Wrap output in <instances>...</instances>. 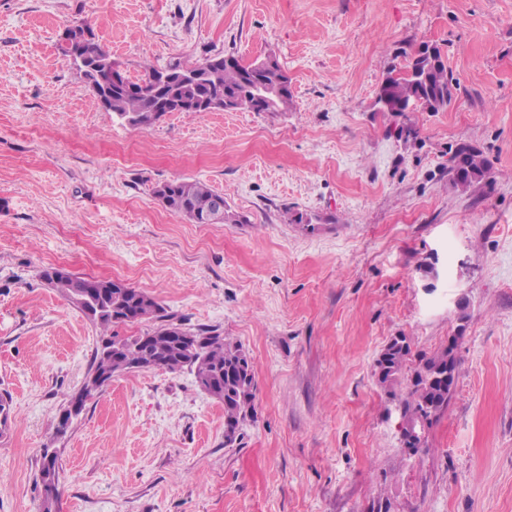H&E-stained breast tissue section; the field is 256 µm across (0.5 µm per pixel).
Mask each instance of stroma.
Listing matches in <instances>:
<instances>
[{"label":"stroma","mask_w":512,"mask_h":512,"mask_svg":"<svg viewBox=\"0 0 512 512\" xmlns=\"http://www.w3.org/2000/svg\"><path fill=\"white\" fill-rule=\"evenodd\" d=\"M88 22L127 77L274 56L286 112H171L141 130L61 54ZM440 48L442 112H380L386 73ZM480 149L462 194L449 159ZM201 181L245 216L193 224L157 184ZM308 217L293 224L289 212ZM119 278L240 344L256 413L233 444L190 371L132 370L66 433L99 327L41 279ZM460 336L447 410L409 453L376 384L385 345ZM0 512H512V0H0ZM450 161L448 174L452 186L461 193H467L487 179L488 163L483 153L466 143L456 147ZM59 461V454L56 449H43L39 469V478L43 488V512H52L58 498Z\"/></svg>","instance_id":"1"}]
</instances>
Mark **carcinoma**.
I'll return each instance as SVG.
<instances>
[{
	"label": "carcinoma",
	"instance_id": "obj_1",
	"mask_svg": "<svg viewBox=\"0 0 512 512\" xmlns=\"http://www.w3.org/2000/svg\"><path fill=\"white\" fill-rule=\"evenodd\" d=\"M63 57L77 52L85 59L84 76L105 108L132 127L148 129L168 112H198L197 102L231 98L235 110L286 112L292 102L290 79L280 64L262 72L254 62L234 54L207 57L195 63L177 61L165 68L148 67L146 77L134 82L101 84L98 75L115 65L112 54L93 39L79 46L60 45ZM456 84L448 77L441 50L433 55L416 53L400 69H391L381 82L376 105L386 112H440L448 108ZM448 174L452 186L466 193L485 182L488 163L483 153L459 144L451 156ZM154 195L167 210L197 224L202 215L222 194L200 181L173 180L157 185ZM49 287L80 309L101 328L102 344L112 350L96 351L88 376L97 375V389L112 382L116 369H151L194 373L198 386H206L213 398L224 406V437L236 440L242 425L254 416L256 380L251 359L241 346L216 329L192 331L168 319L156 299L118 279L80 276L70 271L43 272ZM157 322L147 342L140 337L122 336L115 328ZM411 353L407 338H394L377 359L374 376L377 384L401 406L400 426L417 425L422 416L438 417L448 408L453 386L444 375L457 377L459 358L450 348L419 360L411 378H406ZM59 454L45 448L41 455L39 478L43 488V512H52L58 498Z\"/></svg>",
	"mask_w": 512,
	"mask_h": 512
}]
</instances>
